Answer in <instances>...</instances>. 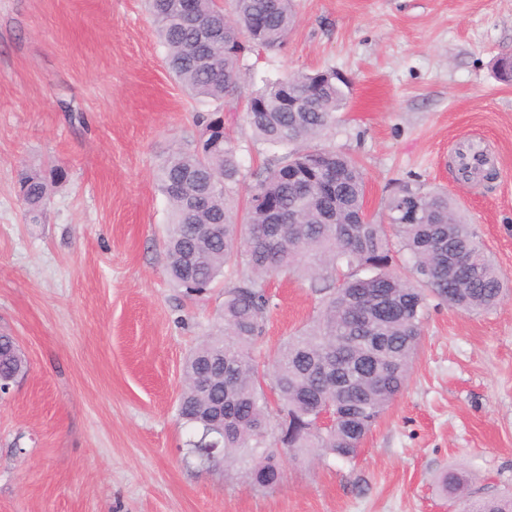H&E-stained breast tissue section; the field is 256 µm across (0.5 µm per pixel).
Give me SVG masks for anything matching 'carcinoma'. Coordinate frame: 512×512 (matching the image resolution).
Segmentation results:
<instances>
[{"label":"carcinoma","mask_w":512,"mask_h":512,"mask_svg":"<svg viewBox=\"0 0 512 512\" xmlns=\"http://www.w3.org/2000/svg\"><path fill=\"white\" fill-rule=\"evenodd\" d=\"M165 65L207 113L202 139L160 164L159 187L170 203L166 239L171 280L202 295L231 270L224 289V325L186 359L178 415L191 429L189 449L200 472L230 458L260 490L283 483L281 451L353 459L407 380L423 336L427 300L469 313L494 307L508 285L473 225L448 193L419 184L409 214L402 194L387 203L389 224L371 222L364 173L351 158L301 144L324 136L346 106L347 81L334 70L267 81L246 102L252 132L275 151L254 174L243 211L238 147L224 132V100L251 70L249 55L284 48L295 23L293 0H148ZM327 157L336 190L323 192ZM66 179L21 173L19 195L33 223L42 220L49 185ZM310 184L309 191L302 184ZM292 272L323 286L313 325L278 349L273 369H259L253 347L272 306L265 281ZM0 334V377L27 370ZM335 414L329 430L316 411ZM224 410V455L209 460L200 435L210 412ZM452 497L467 486L464 470L441 473ZM462 512H512V495L471 497Z\"/></svg>","instance_id":"1"}]
</instances>
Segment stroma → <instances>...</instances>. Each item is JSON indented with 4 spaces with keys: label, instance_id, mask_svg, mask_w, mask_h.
Wrapping results in <instances>:
<instances>
[{
    "label": "stroma",
    "instance_id": "35a3bbf8",
    "mask_svg": "<svg viewBox=\"0 0 512 512\" xmlns=\"http://www.w3.org/2000/svg\"><path fill=\"white\" fill-rule=\"evenodd\" d=\"M285 49L250 57L226 108L244 184L271 156L243 103L265 81L331 68L347 104L317 144L357 160L366 209L386 220L404 187L447 191L512 283V0H294ZM198 105L169 73L145 0H0V333L29 371L0 393V512H454L436 479L512 493V294L468 315L428 301L404 389L353 460L285 455L273 491L240 464L198 474L178 418L189 352L220 323L224 287L186 297L169 279V203L156 170L193 147ZM482 137L491 177L451 160ZM61 165L42 223L25 170ZM257 342L271 360L311 325L309 279L268 282ZM437 482L442 492L457 498L458 493L467 486L469 477L465 470H452L441 473Z\"/></svg>",
    "mask_w": 512,
    "mask_h": 512
}]
</instances>
